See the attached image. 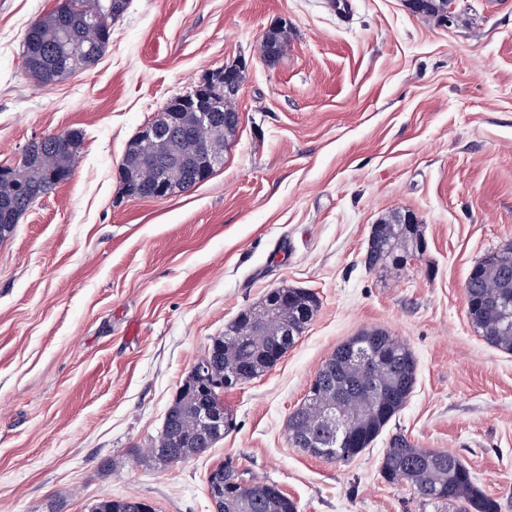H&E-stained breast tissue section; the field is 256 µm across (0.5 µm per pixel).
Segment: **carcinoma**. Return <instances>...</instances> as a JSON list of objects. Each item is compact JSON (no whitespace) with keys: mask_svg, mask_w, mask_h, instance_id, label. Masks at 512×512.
<instances>
[{"mask_svg":"<svg viewBox=\"0 0 512 512\" xmlns=\"http://www.w3.org/2000/svg\"><path fill=\"white\" fill-rule=\"evenodd\" d=\"M81 0H58L48 13L31 24L26 38L32 49L23 50L24 66L35 81L44 86L67 79L74 66L82 63L83 55L74 58H52L45 52L57 48L62 35L68 33L82 42L79 3ZM412 10L433 23L443 26L448 15L459 22L462 14L449 11L453 0H409ZM79 158L70 149L59 150L48 144L37 152L35 160L22 174H0V211L7 207L16 213L25 212L41 196L51 192L58 183L52 181L55 173L73 167ZM403 211L393 210L379 222V245L363 254L366 270L372 272L388 268H401L408 260L423 255L426 245L420 225L413 227L401 223ZM495 288L505 296V303L498 308H488L484 303V291ZM467 303L470 321L479 335L492 346L512 353V255L486 254L471 268L467 277ZM263 302L268 308V319L261 331H256L252 315L244 310L228 325L224 336L215 339L209 347L214 354L213 372L209 378L229 382L224 388L237 385V379L251 375L250 368L257 363L265 364L280 345L285 323L296 328L298 339L307 329L318 310L316 295L302 288L288 289V301L271 298L266 294ZM379 360L366 374L345 358L331 354L318 370L309 385L301 407L288 418V438L295 447L308 453L313 449L306 439L319 442L327 437L321 415V407L332 404L336 394L351 385L355 388L372 386L376 395L403 393L409 398L416 382V360L410 348L390 333L372 336ZM201 384L189 383L177 393L171 404V417L162 427L148 456L157 462L153 448L166 446L171 460L184 462L209 450L212 436L202 423L203 395ZM404 407V403H384L379 399L352 400L340 408V416L347 428L349 454L338 452L326 456L328 460L348 461L369 448L388 423ZM434 451L419 448L405 436L394 435L386 449L381 476L393 485L406 483L413 487L421 499L431 503L457 505L460 512H501L499 501L484 493L474 482L468 466L455 454L447 453L444 460L431 459ZM223 483L220 512H298L296 501L279 490L275 482L265 479H249L231 462L223 463L211 472L208 484ZM148 504L138 499H111L97 502L92 512H140Z\"/></svg>","mask_w":512,"mask_h":512,"instance_id":"1","label":"carcinoma"}]
</instances>
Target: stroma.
Masks as SVG:
<instances>
[{"mask_svg":"<svg viewBox=\"0 0 512 512\" xmlns=\"http://www.w3.org/2000/svg\"><path fill=\"white\" fill-rule=\"evenodd\" d=\"M55 4L0 0V165L83 134L70 179L0 242V512H213L207 476L228 459L299 512H455L382 478L399 433L459 456L512 512V354L465 305L471 267L512 242V0H456L467 21L450 28L408 0H129L97 65L42 87L22 44ZM280 22L288 49L269 66L259 40ZM237 61L223 165L168 199L127 197L140 128ZM394 209L417 214L426 250L367 271L371 226ZM281 286L319 308L277 365L225 390L229 432L172 466L139 456L213 340ZM376 328L417 359L407 404L353 460L295 448L288 417L318 369ZM150 508L153 512V507L138 499H111L102 500L97 502L91 509L92 512H141L140 508Z\"/></svg>","mask_w":512,"mask_h":512,"instance_id":"1","label":"stroma"}]
</instances>
